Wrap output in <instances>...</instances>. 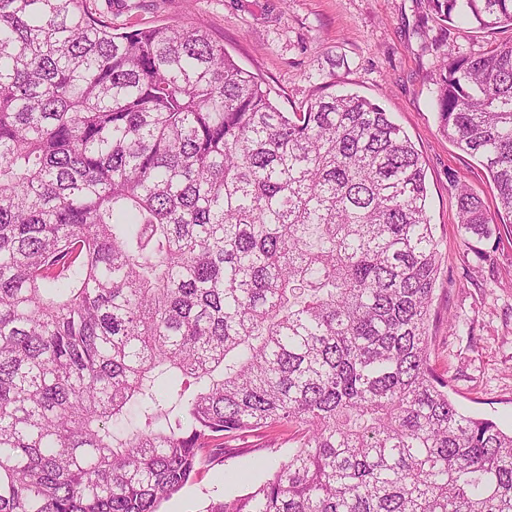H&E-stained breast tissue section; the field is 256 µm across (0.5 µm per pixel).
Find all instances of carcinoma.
<instances>
[{
  "label": "carcinoma",
  "mask_w": 512,
  "mask_h": 512,
  "mask_svg": "<svg viewBox=\"0 0 512 512\" xmlns=\"http://www.w3.org/2000/svg\"><path fill=\"white\" fill-rule=\"evenodd\" d=\"M428 3L512 28V0ZM438 47L440 130L497 191L492 215L457 192L482 238L512 224V39ZM427 196L363 97L283 112L203 30L0 0V512H158L222 440L278 427L288 459L207 512H512V431L430 365Z\"/></svg>",
  "instance_id": "carcinoma-1"
}]
</instances>
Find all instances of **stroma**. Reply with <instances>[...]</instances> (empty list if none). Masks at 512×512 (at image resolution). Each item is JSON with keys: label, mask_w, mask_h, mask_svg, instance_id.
Segmentation results:
<instances>
[{"label": "stroma", "mask_w": 512, "mask_h": 512, "mask_svg": "<svg viewBox=\"0 0 512 512\" xmlns=\"http://www.w3.org/2000/svg\"><path fill=\"white\" fill-rule=\"evenodd\" d=\"M117 31L158 25L206 30L234 61L258 75L282 111L305 103L316 85L355 93L390 112L420 153L428 214L441 265L429 319L431 365L448 380L462 410L512 429V224L490 236L464 235L456 188L486 207L496 191L485 170L439 130L433 78L451 37L463 51L512 38L472 22L445 28L427 0H87ZM292 443L287 428L229 441L224 459L198 466L194 478L158 512H206L216 501L253 491L278 469Z\"/></svg>", "instance_id": "1"}]
</instances>
